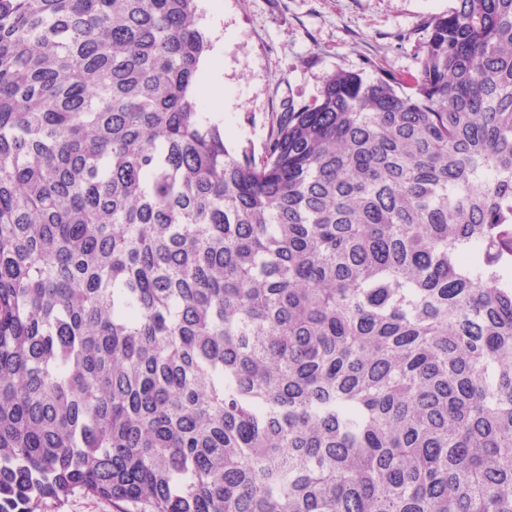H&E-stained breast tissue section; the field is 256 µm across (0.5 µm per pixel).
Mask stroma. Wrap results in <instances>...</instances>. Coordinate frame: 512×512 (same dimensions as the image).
I'll list each match as a JSON object with an SVG mask.
<instances>
[{"mask_svg": "<svg viewBox=\"0 0 512 512\" xmlns=\"http://www.w3.org/2000/svg\"><path fill=\"white\" fill-rule=\"evenodd\" d=\"M221 125L235 153L261 156L288 100L319 96L330 74L408 78L421 66L426 20L456 0H223Z\"/></svg>", "mask_w": 512, "mask_h": 512, "instance_id": "stroma-1", "label": "stroma"}]
</instances>
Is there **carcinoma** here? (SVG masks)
<instances>
[{
    "mask_svg": "<svg viewBox=\"0 0 512 512\" xmlns=\"http://www.w3.org/2000/svg\"><path fill=\"white\" fill-rule=\"evenodd\" d=\"M255 161L198 0H0V512H512V0ZM111 501L93 497L82 490H75L66 499L57 502L45 499L38 512H117Z\"/></svg>",
    "mask_w": 512,
    "mask_h": 512,
    "instance_id": "carcinoma-1",
    "label": "carcinoma"
}]
</instances>
